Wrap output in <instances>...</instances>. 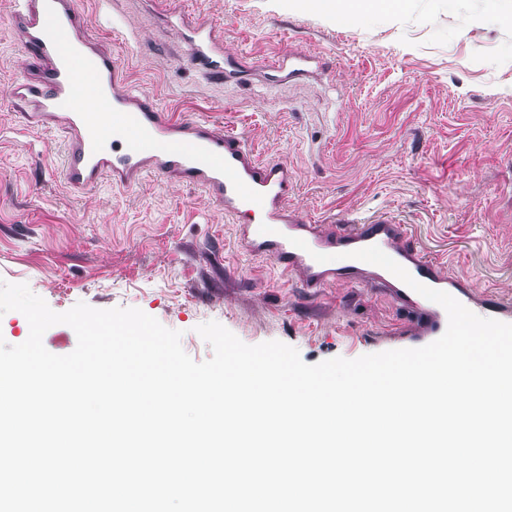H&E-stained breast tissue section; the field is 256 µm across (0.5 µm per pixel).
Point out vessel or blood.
<instances>
[{
	"label": "vessel or blood",
	"mask_w": 512,
	"mask_h": 512,
	"mask_svg": "<svg viewBox=\"0 0 512 512\" xmlns=\"http://www.w3.org/2000/svg\"><path fill=\"white\" fill-rule=\"evenodd\" d=\"M12 27L32 62L6 95L27 127L66 137L63 180L82 194L102 183L130 189L146 178L172 176L205 191L238 226L244 248L272 259L282 273H301L313 294L342 281L379 289L409 315L396 341L402 348L430 344L445 332L442 306L386 269L354 259L379 247L418 282L456 298L473 313L512 323V301L473 290L439 259L411 245L404 224L387 212H352L315 219L290 203L291 168L284 159L260 161L244 136L200 118L176 119L153 96L134 89L124 64L89 36L76 0H18ZM184 50L206 76L232 81L248 59L225 61L224 45L207 22L183 25ZM327 58L298 52L275 65L286 80L328 69ZM305 248L294 246V239Z\"/></svg>",
	"instance_id": "b4317fda"
}]
</instances>
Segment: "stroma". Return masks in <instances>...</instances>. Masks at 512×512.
Segmentation results:
<instances>
[{
	"label": "stroma",
	"instance_id": "35a3bbf8",
	"mask_svg": "<svg viewBox=\"0 0 512 512\" xmlns=\"http://www.w3.org/2000/svg\"><path fill=\"white\" fill-rule=\"evenodd\" d=\"M90 34L126 63L133 85L169 112L224 125L263 160H288L293 206L312 217L394 211L411 242L451 259L476 290L512 298V19L446 10L347 23L312 0H78ZM223 25L224 53L248 56L240 80L206 77L182 52L172 8ZM0 0V280L27 284L56 312L78 302L137 308L180 331L215 321L242 342L277 340L316 364L380 352L406 311L372 288L338 283L310 296L242 249L202 190L155 177L77 195L62 178L61 132L26 127L7 99L27 54ZM498 55L486 56L488 47ZM294 50L332 60L277 81Z\"/></svg>",
	"mask_w": 512,
	"mask_h": 512
}]
</instances>
